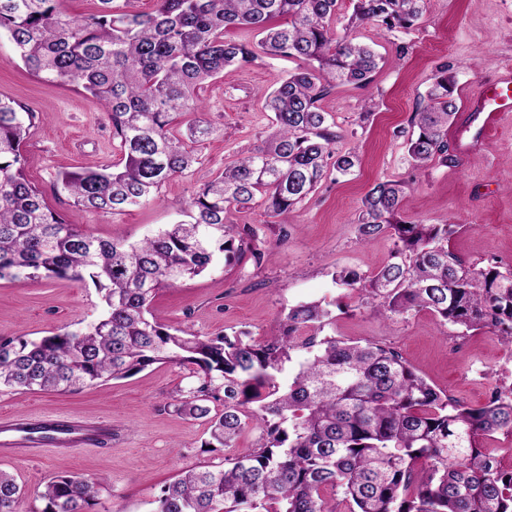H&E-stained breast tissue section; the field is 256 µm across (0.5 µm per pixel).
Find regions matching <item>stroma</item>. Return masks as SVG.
I'll use <instances>...</instances> for the list:
<instances>
[{"instance_id":"obj_1","label":"stroma","mask_w":512,"mask_h":512,"mask_svg":"<svg viewBox=\"0 0 512 512\" xmlns=\"http://www.w3.org/2000/svg\"><path fill=\"white\" fill-rule=\"evenodd\" d=\"M355 36L384 62L367 88L341 86L322 102L340 134L338 148L357 150L355 174L325 178L282 224L260 207L229 210L227 222L251 225L255 247L270 253V260L260 265L248 256L231 263L217 260L200 276L159 290L152 316L202 336L244 333L262 341L280 333L291 307L322 302L331 310L324 335L390 346L454 400L483 404L491 387L512 386V345L487 330L462 332L425 311L380 316L333 276L344 267L368 274L388 260L390 236L365 245L355 231L363 195L384 180L404 183L405 220L453 225L448 248L465 264L482 267L495 260L512 267V117L486 134L479 152L466 154L449 142L458 161L448 166L412 168L404 148L410 116L440 66L453 77L461 108L501 67L512 66V0H427L413 29L390 31L371 23ZM297 66L291 59L265 58L208 84L196 118L211 124L214 133L197 145L198 164L167 180L149 205L115 214L73 204L56 183L59 172L121 158L111 122L95 99L76 84L31 74L4 36L0 98L40 116L23 153L26 176L47 205L83 233L136 242L185 220L195 191L241 149L262 143L270 125L262 94ZM367 109L372 117L360 122ZM102 309V294L88 280L0 281V336L38 339L93 322ZM186 375L182 366L156 363L128 378L74 392L0 390V414H77L109 419L113 427L109 448L0 461V470L12 474L30 496L62 470L101 478L105 484L90 512H152L160 489L183 470L223 464L262 442L261 429L252 423L233 447L211 445L204 425L171 404Z\"/></svg>"}]
</instances>
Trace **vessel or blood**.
I'll use <instances>...</instances> for the list:
<instances>
[{"label":"vessel or blood","mask_w":512,"mask_h":512,"mask_svg":"<svg viewBox=\"0 0 512 512\" xmlns=\"http://www.w3.org/2000/svg\"><path fill=\"white\" fill-rule=\"evenodd\" d=\"M512 112V69H503L483 93L472 99L464 114L462 131L478 129V137L462 144L475 150L479 137L495 128ZM112 445V424L105 419L88 421L64 415L18 417L0 415V459H35L67 450L104 449Z\"/></svg>","instance_id":"vessel-or-blood-1"}]
</instances>
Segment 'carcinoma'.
<instances>
[{
    "label": "carcinoma",
    "mask_w": 512,
    "mask_h": 512,
    "mask_svg": "<svg viewBox=\"0 0 512 512\" xmlns=\"http://www.w3.org/2000/svg\"><path fill=\"white\" fill-rule=\"evenodd\" d=\"M63 2L0 0V35L31 73L81 86L107 113L122 165L58 178L74 204L91 210L143 206L197 163L194 145L212 128L195 121L183 131L180 118L202 109L206 84L258 59L249 43L226 39V29L252 30L266 56L304 66L264 95L270 135L200 187L189 220L138 242L85 234L46 204L24 173L23 146L39 116L0 99V280L88 278L104 302L100 317L80 329L39 340L0 337V388L73 391L174 363L189 366L174 408L206 420L219 445L233 447L250 422L261 428L253 451L182 471L161 489L154 512H335L329 491L352 504L349 512H512V470L483 444L495 433L512 436V389L493 388L479 406L452 400L392 347L317 339L330 315L317 302L291 308L281 333L263 342L201 336L150 318L161 287L203 273L220 254L230 261L248 253L262 264L255 230L227 223L228 209L260 203L283 216L326 176L354 172L356 149L336 148L335 121L321 103L338 86L368 87L378 69L380 57L356 41L355 29L378 22L406 30L425 0H355L340 33L339 0H156L150 13L99 0L101 9L84 17ZM453 93L442 66L410 118L411 165L455 161ZM404 190L402 182L380 181L361 200L358 238L394 236L388 261L369 275L342 268L335 282L379 301L381 315L426 310L511 344L512 269L465 267L448 251L450 225L402 218ZM301 328L313 330L302 343ZM299 347L308 357L283 385L279 374ZM100 487L62 471L35 493L38 512H89ZM25 499L1 470L0 512H21Z\"/></svg>",
    "instance_id": "cac0c4a2"
}]
</instances>
